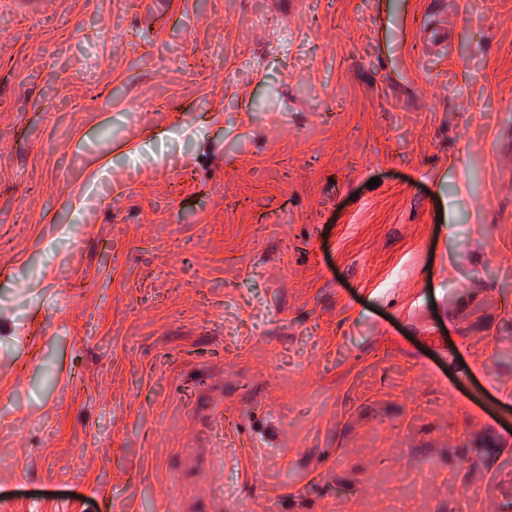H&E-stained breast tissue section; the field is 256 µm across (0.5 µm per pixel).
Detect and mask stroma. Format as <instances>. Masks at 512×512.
<instances>
[{
  "mask_svg": "<svg viewBox=\"0 0 512 512\" xmlns=\"http://www.w3.org/2000/svg\"><path fill=\"white\" fill-rule=\"evenodd\" d=\"M511 149L512 0H0V512H512Z\"/></svg>",
  "mask_w": 512,
  "mask_h": 512,
  "instance_id": "obj_1",
  "label": "stroma"
}]
</instances>
